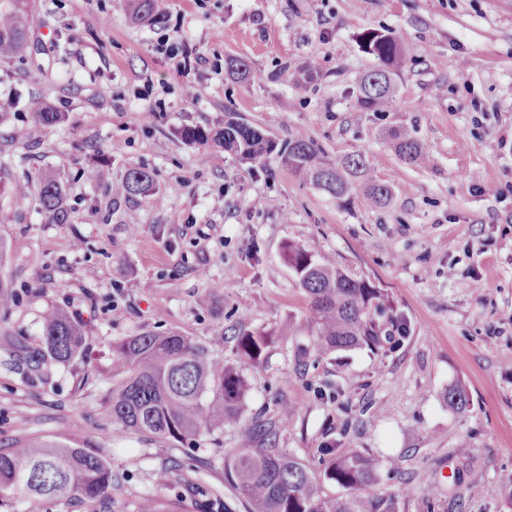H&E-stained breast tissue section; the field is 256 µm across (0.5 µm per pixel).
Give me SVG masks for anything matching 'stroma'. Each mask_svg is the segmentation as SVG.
Returning a JSON list of instances; mask_svg holds the SVG:
<instances>
[{
  "label": "stroma",
  "instance_id": "stroma-1",
  "mask_svg": "<svg viewBox=\"0 0 512 512\" xmlns=\"http://www.w3.org/2000/svg\"><path fill=\"white\" fill-rule=\"evenodd\" d=\"M30 27V48L0 61V280L13 291L0 310V445L66 434L101 454L112 512L146 498L195 512L198 488L245 512L224 453L257 447L253 425L285 403L278 447L317 470L328 448L380 460L400 512H512V0H167L147 22L127 0H43ZM372 30L402 46L385 112L359 103ZM232 59L248 80L227 75ZM41 106L63 121L34 126ZM230 117L280 143L303 134L334 159L365 156L389 204L359 188L337 199L276 157L246 162L181 136ZM403 131L429 147L426 165L399 158ZM133 167L163 205L118 192ZM48 173L65 185L68 223L40 207ZM290 243L386 291L404 332L318 353ZM51 306L84 325L87 355L41 382L23 359ZM242 329L277 337L245 370L240 424L188 442L113 425L114 341L178 331L233 363ZM457 384L464 412L448 405Z\"/></svg>",
  "mask_w": 512,
  "mask_h": 512
}]
</instances>
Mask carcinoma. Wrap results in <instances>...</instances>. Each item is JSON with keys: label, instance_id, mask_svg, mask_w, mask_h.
I'll return each mask as SVG.
<instances>
[{"label": "carcinoma", "instance_id": "obj_1", "mask_svg": "<svg viewBox=\"0 0 512 512\" xmlns=\"http://www.w3.org/2000/svg\"><path fill=\"white\" fill-rule=\"evenodd\" d=\"M9 2V9L0 10V61L25 49L27 23L34 13L32 0ZM129 2L138 21H147L158 12V0ZM363 44L379 66L359 81L361 106L384 112L393 101L401 46L393 34L380 31L366 33ZM34 119L42 126H54L63 116L41 107ZM182 135L193 143L219 146L246 161L273 154L289 171L335 198L348 194L358 180L374 204L384 206L392 198L390 187L372 176L363 156L331 160L310 138L301 136L279 144L262 130L231 119L211 130L186 128ZM394 149L410 165L420 166L429 159L428 147L406 133L394 135ZM121 192L151 196L155 203H162L154 193L152 175L140 167L128 171ZM40 200L51 223H67L64 187L56 176H44ZM283 259L307 294L304 326L320 353L379 347L383 328L377 317L389 309L387 293L368 280L349 276L328 257H316L295 244L284 248ZM274 336V332L241 331L237 365L212 357L195 337L178 331H146L113 342L112 357L125 369V376L112 384L107 407L112 424L177 442L239 424L249 389L242 366L260 364ZM84 350L82 328L63 309L50 308L43 315L41 347L28 356L30 371L40 380L42 363L65 365ZM468 404L464 387L448 390L450 407L463 411ZM291 417L288 406H281L276 419L260 429L262 447L224 455V484L249 505V512H399L398 495L378 488L380 462L363 452L347 448L337 456L335 449L327 448L330 459L316 473L276 447L278 431L288 427ZM328 483L342 492H328ZM112 488L110 463L73 446L68 438H27L0 448V506L18 497L30 507L77 501L97 512L109 508Z\"/></svg>", "mask_w": 512, "mask_h": 512}]
</instances>
